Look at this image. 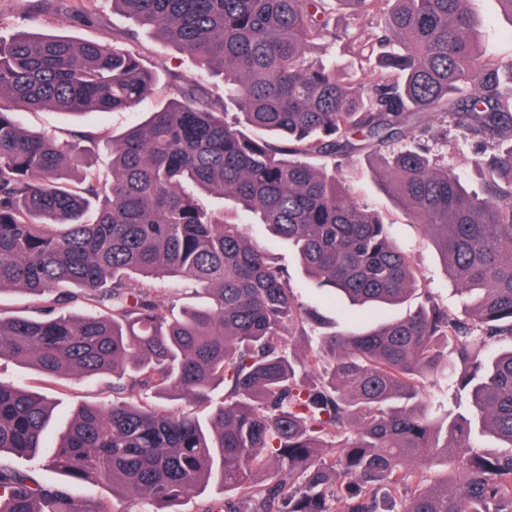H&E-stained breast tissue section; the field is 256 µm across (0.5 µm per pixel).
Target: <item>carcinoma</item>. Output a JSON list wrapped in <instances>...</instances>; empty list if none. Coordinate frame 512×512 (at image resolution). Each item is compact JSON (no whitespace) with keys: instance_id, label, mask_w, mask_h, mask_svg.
<instances>
[{"instance_id":"1","label":"carcinoma","mask_w":512,"mask_h":512,"mask_svg":"<svg viewBox=\"0 0 512 512\" xmlns=\"http://www.w3.org/2000/svg\"><path fill=\"white\" fill-rule=\"evenodd\" d=\"M17 2L95 18V0ZM466 2L112 0L224 83L217 97L172 74L158 109L161 75L121 47L126 32L0 39V291L23 290L38 312L0 317V356L48 378L110 374L115 394L78 408L48 447V398L0 382V454L40 455L68 478L0 465V512H114L76 493L92 482L169 512L212 480L226 497L203 512H512V62L479 48ZM338 3L356 16L341 35ZM338 37L357 56L379 49L372 81L310 59ZM45 107L147 117L112 138L104 177L85 162L93 135L22 125L18 109ZM431 112L464 139L496 140L473 161L481 191L401 146ZM367 152L381 154L385 194L433 239L460 314L418 287L383 214L309 162ZM207 195L288 240L333 299L417 306L310 336L322 316ZM139 277L193 284L206 300L169 315L177 293L131 287ZM78 302L99 314H56ZM174 393L211 410L202 420L132 401Z\"/></svg>"}]
</instances>
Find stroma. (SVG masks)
I'll list each match as a JSON object with an SVG mask.
<instances>
[{
	"label": "stroma",
	"mask_w": 512,
	"mask_h": 512,
	"mask_svg": "<svg viewBox=\"0 0 512 512\" xmlns=\"http://www.w3.org/2000/svg\"><path fill=\"white\" fill-rule=\"evenodd\" d=\"M469 7L483 21L480 29L482 46L496 57L512 60V22L502 13L497 0H470ZM94 9L101 17L100 22L84 23L52 13L27 14L19 9L15 0H0V36L8 38L26 32L67 36L77 41H108L111 40L113 32L131 31L135 34L133 46L140 53L145 65L178 74L188 80L207 81V74L195 59L150 31L137 27L128 16L113 10L110 0H96ZM20 117L26 128L40 133L58 135L70 130L98 133L101 141L95 152L90 154L89 160L102 173L111 164L113 136L140 119L138 113L128 111L88 112L73 116L52 109L24 111ZM427 122L430 130L425 134L414 127L406 128L405 143L427 144L441 162L469 178L473 189H481L482 181L474 173L473 159L478 152L491 150L493 139H459L452 119L442 114H430ZM379 167L380 158L376 155L361 154L336 161L337 175L351 186L355 198L367 207L382 211L394 237L410 252L420 286L433 289L442 300L447 301L449 313H458V306L450 300L454 284L448 278L432 240L420 225L410 222L402 207L393 204L384 194ZM224 210L238 220L245 231L258 239L278 264L287 268L291 286L299 301L318 308L326 316V332L350 328L351 322L343 308L337 307L314 290L299 267L295 251L287 240L271 235L262 225L252 223L250 216L236 209L232 201H225ZM0 382L27 385L48 396L54 407L53 424L47 436L51 442L55 441L58 433L66 426L74 409L112 399L109 377L85 382L61 376L46 381L31 366L9 356L0 357Z\"/></svg>",
	"instance_id": "obj_1"
}]
</instances>
